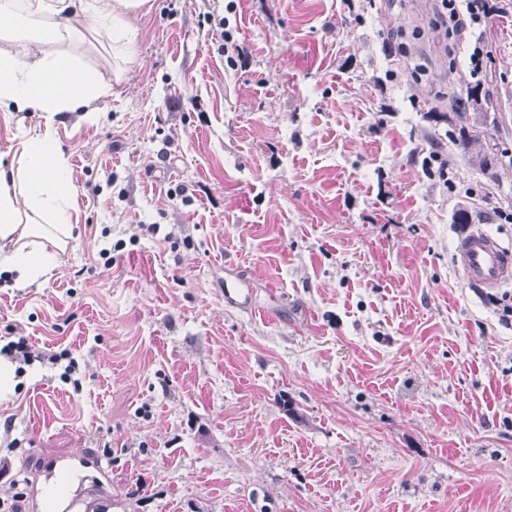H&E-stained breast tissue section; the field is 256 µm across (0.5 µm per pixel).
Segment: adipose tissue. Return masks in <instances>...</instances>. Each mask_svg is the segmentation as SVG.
<instances>
[{"label": "adipose tissue", "instance_id": "obj_1", "mask_svg": "<svg viewBox=\"0 0 512 512\" xmlns=\"http://www.w3.org/2000/svg\"><path fill=\"white\" fill-rule=\"evenodd\" d=\"M150 0H0V112H38L46 126L24 131L0 168V274L11 287L37 288L76 228L78 198L69 159L50 128L85 110L112 86L89 54L127 59Z\"/></svg>", "mask_w": 512, "mask_h": 512}]
</instances>
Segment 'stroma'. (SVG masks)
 Wrapping results in <instances>:
<instances>
[{
    "label": "stroma",
    "mask_w": 512,
    "mask_h": 512,
    "mask_svg": "<svg viewBox=\"0 0 512 512\" xmlns=\"http://www.w3.org/2000/svg\"><path fill=\"white\" fill-rule=\"evenodd\" d=\"M152 2L104 120L54 128L71 244L41 287L0 285V346L76 366L0 398V512L80 452L112 512H512V283L464 281L452 221L512 248V167L475 170L430 118L477 84L465 44L433 0ZM484 41L512 154V16ZM4 353L11 360L22 362L24 364L31 363L36 359L39 361H46L51 365H57L63 359H70L69 352L63 350L59 353H45L37 350L33 345L29 344V341L24 336H19L17 341L9 342L3 349H0V353ZM66 371L74 369V362L70 359L69 364L65 367Z\"/></svg>",
    "instance_id": "obj_1"
}]
</instances>
